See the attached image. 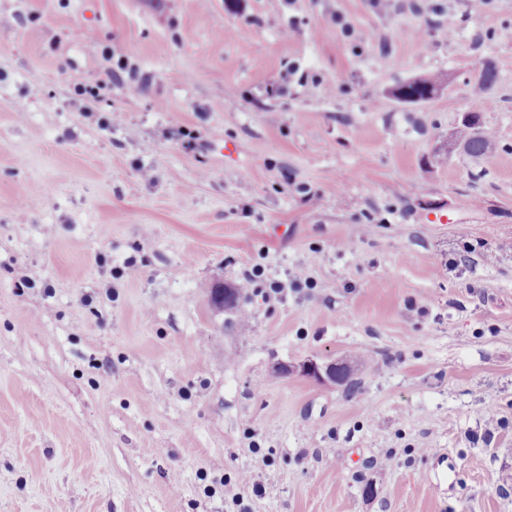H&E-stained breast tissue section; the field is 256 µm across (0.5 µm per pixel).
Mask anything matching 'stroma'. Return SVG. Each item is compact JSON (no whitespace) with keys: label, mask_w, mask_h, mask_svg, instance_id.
Instances as JSON below:
<instances>
[{"label":"stroma","mask_w":512,"mask_h":512,"mask_svg":"<svg viewBox=\"0 0 512 512\" xmlns=\"http://www.w3.org/2000/svg\"><path fill=\"white\" fill-rule=\"evenodd\" d=\"M0 512H512V0H0ZM444 79L443 74H430L424 77L407 81L397 85L392 94L396 98H431L430 94L441 87ZM453 142L473 158L487 157L494 150L491 131L480 120L479 112L471 121H462L452 135ZM346 365L343 361H320L316 358H307L299 363L283 364L286 374H294L318 384L337 385L336 366Z\"/></svg>","instance_id":"1"}]
</instances>
